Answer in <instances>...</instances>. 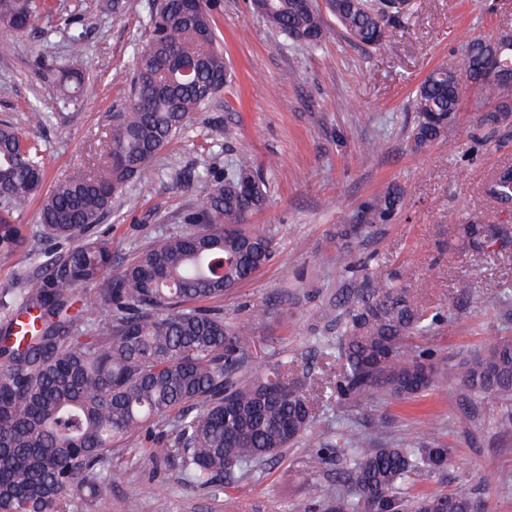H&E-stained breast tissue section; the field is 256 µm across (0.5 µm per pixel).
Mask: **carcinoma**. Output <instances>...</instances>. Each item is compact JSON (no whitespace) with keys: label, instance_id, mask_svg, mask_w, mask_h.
I'll return each instance as SVG.
<instances>
[{"label":"carcinoma","instance_id":"cac0c4a2","mask_svg":"<svg viewBox=\"0 0 512 512\" xmlns=\"http://www.w3.org/2000/svg\"><path fill=\"white\" fill-rule=\"evenodd\" d=\"M266 19L286 38L309 47L321 44L325 20L318 5L273 0ZM48 7L47 0H0V39L27 32ZM149 36L138 52L131 97L102 150L72 165L40 201L39 218L49 239L73 241L45 278L30 279L0 303V512H87L112 494L106 469L112 452L133 448L151 457L158 450L138 440L142 431L172 422L166 458L179 460L196 487L220 485L224 474L242 470L284 448H308L313 473L335 462L331 448L346 445L352 458L343 474L347 491L328 501L326 512H475L464 491L435 493L409 502L399 496L407 480L445 470L452 450L440 443L423 447L380 444L340 434L332 444L313 431L314 379L297 377L281 360L243 381L242 362L254 338L224 323L216 301L272 257V239L243 230L246 216L262 206L251 159L240 156L214 184L184 230H174L118 268L112 241L93 235L113 197L153 171L156 154L222 93L229 77L217 44L211 0L184 16L182 0H145ZM348 37L381 46L386 33L402 26L410 9L380 14L370 0H337L329 10ZM494 37L471 40L464 72L493 103L512 110V83L483 79L484 59ZM82 31L69 35V55L80 58ZM193 63L185 78L178 58ZM461 76L434 69L412 100L416 122L411 139L421 148L444 133L442 116H455ZM44 178L38 145L8 124L0 126V200L26 207ZM512 171L499 172L496 200L512 201ZM399 196L386 192L365 203L360 230L389 223ZM471 249L512 236L500 224L459 225ZM24 243L20 225L0 216V254ZM95 285L81 310L70 313L71 292ZM347 305L337 349L340 365L334 395L362 409L383 392L409 399L446 377L429 352L406 345L439 322L417 296L370 274L351 277L341 291ZM462 386L483 400L512 404V339H502L461 364Z\"/></svg>","mask_w":512,"mask_h":512}]
</instances>
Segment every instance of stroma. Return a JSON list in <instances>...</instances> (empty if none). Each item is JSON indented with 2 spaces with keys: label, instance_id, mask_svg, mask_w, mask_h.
<instances>
[{
  "label": "stroma",
  "instance_id": "1",
  "mask_svg": "<svg viewBox=\"0 0 512 512\" xmlns=\"http://www.w3.org/2000/svg\"><path fill=\"white\" fill-rule=\"evenodd\" d=\"M54 2L57 13L40 16L31 32L0 50V120L33 132L49 186L99 148L113 112L130 94L134 45L147 39L140 0H124L118 10L113 0ZM215 21L230 80L160 151L152 176L113 198L96 225L95 234L111 238L116 264L184 227L185 215L212 189L198 181L199 172H224L246 154L267 200L245 222L273 236L276 253L224 296L225 321L255 339L241 378L282 359L298 373L335 378L337 365L328 355L344 320L338 298L349 266L395 277L440 312L432 332L410 344L434 351L451 374L464 359L512 338V240L483 255L463 246L458 234L470 220L512 228V208L482 192L489 172L512 166V123L485 126L491 104L467 84L442 138L419 149L409 138L419 83L437 67L462 68L468 40L512 26V0H416L405 27L388 32L377 48L351 41L330 16L320 47L292 42L253 11L251 0H219ZM73 23L85 32L86 52L72 61L85 81L78 103L62 109L64 88L53 68L67 59ZM35 109L53 119L34 131L27 115ZM228 127L233 136H225ZM371 140L381 143L380 153L364 152ZM389 190L401 196L391 223L347 242L337 239V228L355 223L364 202ZM12 218L24 225L30 243L0 257V292L44 275L47 258L70 247L42 238L37 204ZM479 293L500 302L480 308L471 301ZM502 413L499 403L475 397L451 377L410 400L376 393L359 410L329 400L313 428L330 442L342 429L367 435L374 445L434 439L452 448L455 461L416 479L409 492L463 490L479 512H512V485L498 481L501 470L512 469V429L500 428ZM306 453L300 445L284 449L277 459L225 474L223 486L201 489L183 480L176 461L120 450L112 457L118 472L112 495L94 512H125L132 494L140 512H302L344 489L335 466L308 472Z\"/></svg>",
  "mask_w": 512,
  "mask_h": 512
}]
</instances>
